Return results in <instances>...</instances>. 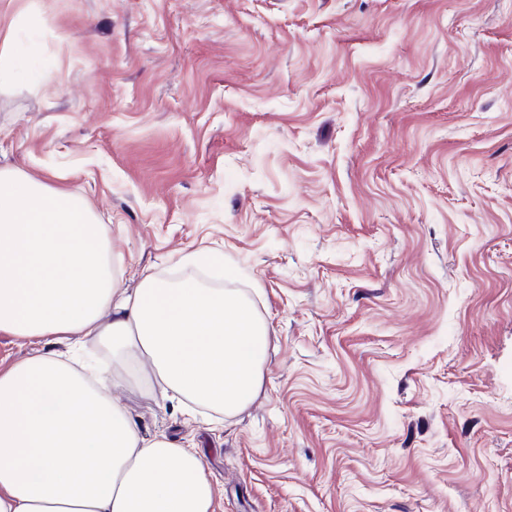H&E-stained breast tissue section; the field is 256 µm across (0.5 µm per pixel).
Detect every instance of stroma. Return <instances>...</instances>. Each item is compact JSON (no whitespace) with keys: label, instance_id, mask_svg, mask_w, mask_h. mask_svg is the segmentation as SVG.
<instances>
[{"label":"stroma","instance_id":"1","mask_svg":"<svg viewBox=\"0 0 512 512\" xmlns=\"http://www.w3.org/2000/svg\"><path fill=\"white\" fill-rule=\"evenodd\" d=\"M10 27L42 79L0 85V164L83 197L127 287L269 326L235 416L112 390L214 512H512V0H0Z\"/></svg>","mask_w":512,"mask_h":512}]
</instances>
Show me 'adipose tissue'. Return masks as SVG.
<instances>
[{
	"mask_svg": "<svg viewBox=\"0 0 512 512\" xmlns=\"http://www.w3.org/2000/svg\"><path fill=\"white\" fill-rule=\"evenodd\" d=\"M0 334L35 347L0 369V512H214L198 449L144 436L110 390L141 377L187 408L246 409L269 328L243 292L150 270L126 287L83 199L0 166Z\"/></svg>",
	"mask_w": 512,
	"mask_h": 512,
	"instance_id": "adipose-tissue-1",
	"label": "adipose tissue"
}]
</instances>
